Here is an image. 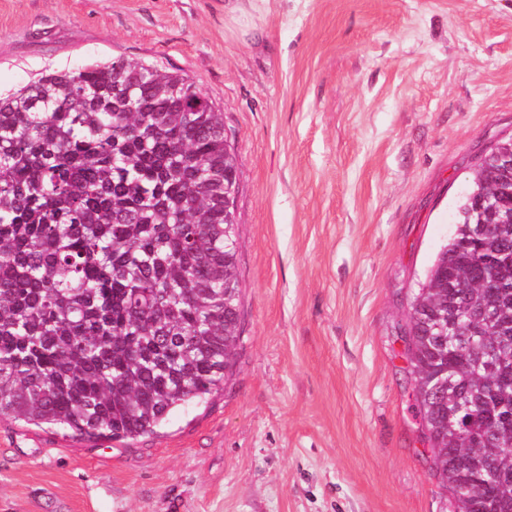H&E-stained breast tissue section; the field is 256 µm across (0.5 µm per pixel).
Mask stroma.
I'll list each match as a JSON object with an SVG mask.
<instances>
[{
	"label": "stroma",
	"instance_id": "obj_1",
	"mask_svg": "<svg viewBox=\"0 0 512 512\" xmlns=\"http://www.w3.org/2000/svg\"><path fill=\"white\" fill-rule=\"evenodd\" d=\"M123 56L237 158L242 342L133 441L0 421V512H451L405 328L512 136V0H0V94Z\"/></svg>",
	"mask_w": 512,
	"mask_h": 512
}]
</instances>
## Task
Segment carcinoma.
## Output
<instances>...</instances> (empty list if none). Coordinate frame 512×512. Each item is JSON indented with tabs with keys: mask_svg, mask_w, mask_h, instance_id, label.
I'll return each instance as SVG.
<instances>
[{
	"mask_svg": "<svg viewBox=\"0 0 512 512\" xmlns=\"http://www.w3.org/2000/svg\"><path fill=\"white\" fill-rule=\"evenodd\" d=\"M497 170L476 168L405 332L453 512H512V177ZM236 189L224 113L177 74L119 56L0 97V420L135 440L222 389L242 340Z\"/></svg>",
	"mask_w": 512,
	"mask_h": 512,
	"instance_id": "1",
	"label": "carcinoma"
}]
</instances>
